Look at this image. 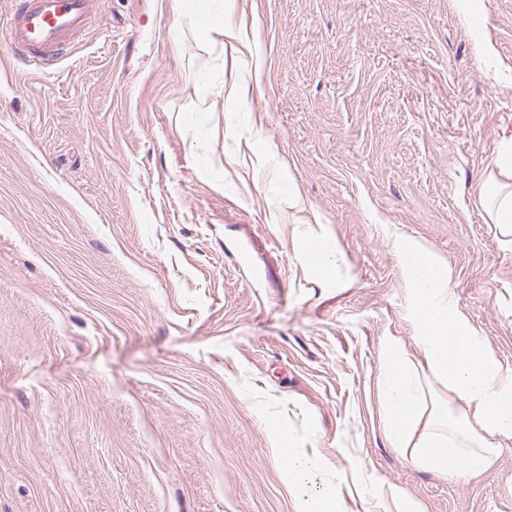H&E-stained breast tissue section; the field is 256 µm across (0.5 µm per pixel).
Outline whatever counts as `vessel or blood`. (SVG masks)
Wrapping results in <instances>:
<instances>
[{
    "mask_svg": "<svg viewBox=\"0 0 512 512\" xmlns=\"http://www.w3.org/2000/svg\"><path fill=\"white\" fill-rule=\"evenodd\" d=\"M96 0H22L10 19L8 45L30 60L58 57L86 26Z\"/></svg>",
    "mask_w": 512,
    "mask_h": 512,
    "instance_id": "vessel-or-blood-1",
    "label": "vessel or blood"
}]
</instances>
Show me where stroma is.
I'll return each mask as SVG.
<instances>
[{"label":"stroma","instance_id":"1","mask_svg":"<svg viewBox=\"0 0 512 512\" xmlns=\"http://www.w3.org/2000/svg\"><path fill=\"white\" fill-rule=\"evenodd\" d=\"M462 3L99 0L50 65L0 46V512H304L280 448L344 512H512V439L440 477L376 387L386 340L421 359L400 236L512 367V248L474 203L512 0ZM297 249L314 274L324 281L334 277L338 250L326 238H301Z\"/></svg>","mask_w":512,"mask_h":512}]
</instances>
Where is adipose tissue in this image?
I'll return each instance as SVG.
<instances>
[{"instance_id": "ef3b65f1", "label": "adipose tissue", "mask_w": 512, "mask_h": 512, "mask_svg": "<svg viewBox=\"0 0 512 512\" xmlns=\"http://www.w3.org/2000/svg\"><path fill=\"white\" fill-rule=\"evenodd\" d=\"M478 204L497 225L501 241L512 246V134L502 136L480 183ZM297 249L322 280L334 277L338 250L325 238H301ZM394 249L404 271L422 365L390 349L378 378L385 435L392 447L408 450L418 465L445 475L475 478L495 462L500 442L512 438V369L478 340L448 299L450 271L418 241L401 238ZM448 389L466 412L456 418L442 399L428 400L426 379ZM277 455L293 474L291 489L306 512H342L338 495H311L302 473L312 461L295 449Z\"/></svg>"}]
</instances>
